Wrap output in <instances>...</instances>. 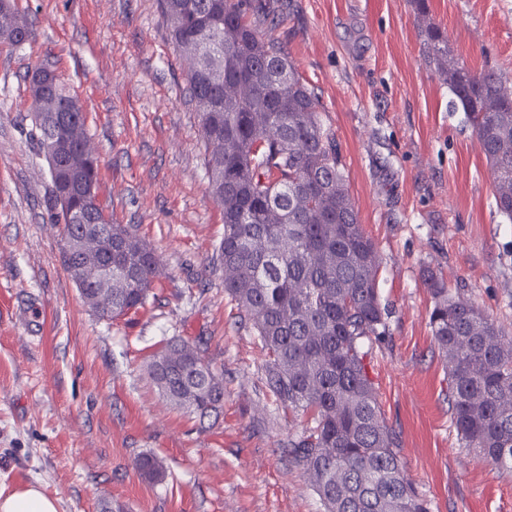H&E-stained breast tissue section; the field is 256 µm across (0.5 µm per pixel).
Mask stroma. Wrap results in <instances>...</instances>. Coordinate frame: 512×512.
Here are the masks:
<instances>
[{"mask_svg": "<svg viewBox=\"0 0 512 512\" xmlns=\"http://www.w3.org/2000/svg\"><path fill=\"white\" fill-rule=\"evenodd\" d=\"M32 25L0 43V491L41 484L58 512H323L288 454L306 416L264 385L249 325L212 257L224 234L204 168L185 61L157 0H12ZM460 63L512 82V0H427ZM272 36L317 94L350 197L381 262L390 335L368 374L399 436L406 475L430 512H512V470L461 447L444 357L429 326L427 271L512 343V221L448 87L428 66L413 0H270ZM46 66L85 106L100 199L133 224L163 275L145 308L98 318L45 223L51 183L32 142V69ZM174 337L224 377L218 419L172 408L145 373ZM142 454L166 476L142 478Z\"/></svg>", "mask_w": 512, "mask_h": 512, "instance_id": "stroma-1", "label": "stroma"}]
</instances>
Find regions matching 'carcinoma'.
<instances>
[{
    "label": "carcinoma",
    "mask_w": 512,
    "mask_h": 512,
    "mask_svg": "<svg viewBox=\"0 0 512 512\" xmlns=\"http://www.w3.org/2000/svg\"><path fill=\"white\" fill-rule=\"evenodd\" d=\"M177 49L191 42L208 53L186 60L190 102L199 112L204 167L222 206L224 237L213 264L224 293L254 330L265 387L277 402L307 414L311 425L289 441L325 512H429L405 474L367 371L364 343L389 336L375 244L350 199L336 140L313 90L278 41L249 19L252 0H158ZM424 58L448 85L449 108L465 113L494 182H512V88L494 68L471 71L454 58L441 28H419ZM251 93L227 91L238 75ZM34 104L30 138L38 155L54 150L65 164L50 174L46 223L62 225L61 254L81 296L101 319L142 307L161 271L130 224H114L100 201L98 161L86 134L85 107L58 81L29 83ZM76 107L74 139L49 130L53 113ZM266 114L261 125L255 114ZM227 145L220 156L211 143ZM94 189L84 198L81 188ZM83 214L77 224L58 208ZM112 260V287L96 278ZM429 326L448 368L452 424L464 448L494 464L512 463V346L478 308L453 296L429 271ZM150 382L172 407L205 418L224 399L223 376L200 349L174 339L146 363ZM140 475L163 478L153 455L135 460Z\"/></svg>",
    "instance_id": "carcinoma-1"
}]
</instances>
